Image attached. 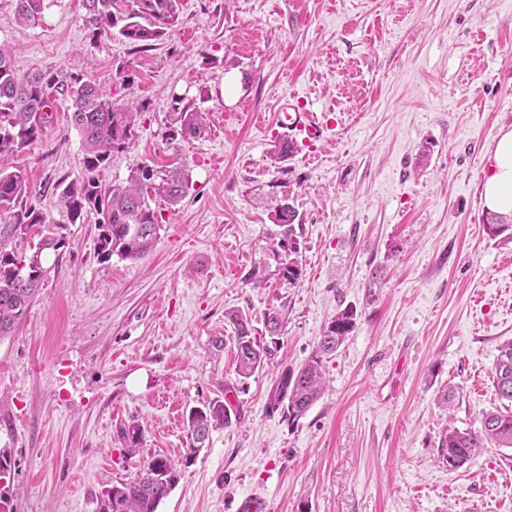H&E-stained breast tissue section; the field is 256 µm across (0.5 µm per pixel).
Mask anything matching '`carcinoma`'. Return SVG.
Listing matches in <instances>:
<instances>
[{"label": "carcinoma", "instance_id": "obj_1", "mask_svg": "<svg viewBox=\"0 0 512 512\" xmlns=\"http://www.w3.org/2000/svg\"><path fill=\"white\" fill-rule=\"evenodd\" d=\"M85 21L95 39L114 35L142 49L170 36L180 24V0H82ZM46 0H16L17 21L34 24L42 17ZM69 79L70 121L77 131L84 153V176L66 184L59 193L60 210L68 223L84 222L90 214L98 221L99 255L110 260L145 257L160 230L156 210L150 205L160 198L169 206H178L186 196L189 179L179 166L162 177L143 165L131 170L125 184L105 187L99 173L112 154L126 150L135 137L141 106L121 102L102 84L82 74H63L47 70L18 77L11 51L0 45V158L14 156L39 138L50 121L54 94H64V79ZM173 129L168 139L201 138L207 132L205 113L188 108L173 113ZM15 210L14 222L0 224V340L15 334L26 313L54 267L46 265L49 253L65 247L63 238L43 232L48 217L27 205V177L16 168L0 169V208ZM275 223L284 227L275 255L280 260L281 276L290 285L301 278L292 224L294 207L283 199L272 210ZM37 239L28 250L8 246L13 240ZM233 325L236 371L250 377L269 363L272 351L251 335L248 319L238 312L228 315ZM356 309L347 307L328 324L312 356L297 370L285 369L270 405L293 423L302 418L321 398L324 391L323 360L353 331ZM493 380L500 399L512 403V340L498 349ZM231 422L224 403L213 400L190 411V442L187 452L195 454L205 447L210 433ZM127 452H137L143 439V427L131 422L121 432ZM512 448V410H495L483 416L478 429L450 428L439 440L438 459L450 468H459L479 455L489 443ZM178 475L172 460L155 456L125 482L102 495L99 512H157Z\"/></svg>", "mask_w": 512, "mask_h": 512}]
</instances>
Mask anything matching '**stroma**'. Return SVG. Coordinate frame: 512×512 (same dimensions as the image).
Listing matches in <instances>:
<instances>
[{"label":"stroma","instance_id":"obj_1","mask_svg":"<svg viewBox=\"0 0 512 512\" xmlns=\"http://www.w3.org/2000/svg\"><path fill=\"white\" fill-rule=\"evenodd\" d=\"M175 33L140 51L93 40L81 0H50L20 26L0 0V43L19 75L62 70L143 103L136 137L101 171L186 165L177 207L132 261L97 253V215L65 223L58 195L84 175L69 97L8 167L59 223L61 259L16 334L0 340V448L10 512H98L103 492L163 455L178 480L158 512H512V448L458 469L437 458L450 427L502 407L493 382L512 339V231L484 229L482 198L501 127L512 126V0H181ZM334 135L275 159L289 95ZM205 112L199 139L168 141L174 100ZM288 198L298 284L279 274ZM283 307L278 336L264 314ZM358 319L325 357V393L287 423L269 400L284 368L315 351L338 311ZM276 343L241 378L226 312ZM234 395L230 425L187 456L192 408ZM144 427L134 457L119 433Z\"/></svg>","mask_w":512,"mask_h":512}]
</instances>
